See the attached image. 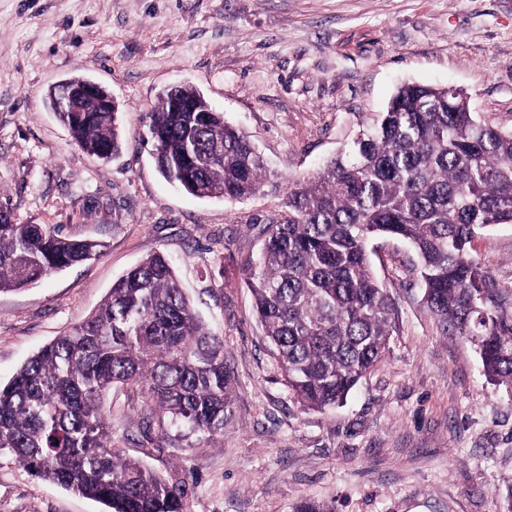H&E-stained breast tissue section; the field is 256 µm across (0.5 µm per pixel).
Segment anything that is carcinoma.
<instances>
[{
    "label": "carcinoma",
    "instance_id": "1",
    "mask_svg": "<svg viewBox=\"0 0 512 512\" xmlns=\"http://www.w3.org/2000/svg\"><path fill=\"white\" fill-rule=\"evenodd\" d=\"M146 113L160 173L197 198L241 202L271 183L262 154L192 87ZM85 152L122 148L117 118L93 99L52 96ZM512 224V132L477 119L458 91L405 83L383 112L318 171L288 181L281 218L246 264L254 307L290 393L304 409L341 404L388 351L393 304L373 276L367 241L391 236L419 259L423 303L442 332L479 353L489 380L512 389V296L468 245ZM103 244L0 207V292L95 259ZM137 388L151 415L186 437L223 433L233 392L224 340L198 319L161 254L112 284L100 307L0 385V462H14L109 512H184L181 485L112 447L104 393Z\"/></svg>",
    "mask_w": 512,
    "mask_h": 512
}]
</instances>
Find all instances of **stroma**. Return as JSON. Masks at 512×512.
<instances>
[{"label":"stroma","mask_w":512,"mask_h":512,"mask_svg":"<svg viewBox=\"0 0 512 512\" xmlns=\"http://www.w3.org/2000/svg\"><path fill=\"white\" fill-rule=\"evenodd\" d=\"M73 76L118 104L125 144L109 162L48 105ZM406 82L461 89L479 120L512 131V0H0V205L104 245L89 264L0 293V383L161 252L224 339L230 415L215 438L155 441L141 394L112 387L105 407L114 447L180 482L185 512H295L305 500L325 512H507L512 391L482 376L472 344L442 333L407 244L367 243L395 306L389 350L325 411L291 397L246 282L289 178L317 170ZM172 84L249 136L276 187L230 203L167 182L141 133ZM470 252L512 293V224L482 231ZM0 512L106 507L2 462Z\"/></svg>","instance_id":"1"}]
</instances>
